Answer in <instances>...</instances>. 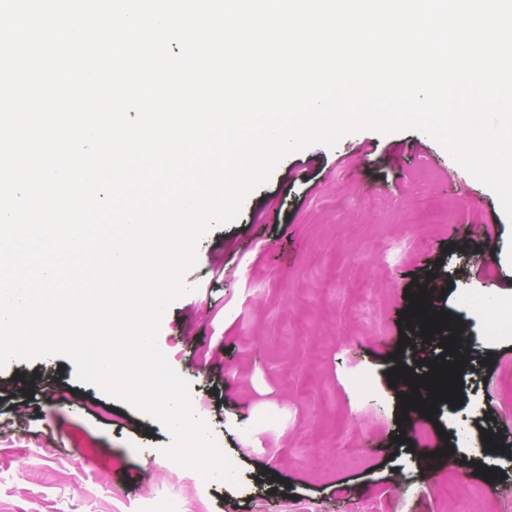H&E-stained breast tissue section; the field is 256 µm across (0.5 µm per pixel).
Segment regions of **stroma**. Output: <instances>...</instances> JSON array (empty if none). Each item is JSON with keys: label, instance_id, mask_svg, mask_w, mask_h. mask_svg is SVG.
Instances as JSON below:
<instances>
[{"label": "stroma", "instance_id": "1", "mask_svg": "<svg viewBox=\"0 0 512 512\" xmlns=\"http://www.w3.org/2000/svg\"><path fill=\"white\" fill-rule=\"evenodd\" d=\"M417 145L413 162L400 154ZM266 243L293 240L266 260L242 258V280L214 276L253 224ZM471 227L467 245L449 236ZM186 294L166 309L156 343L188 383L192 411L238 470L237 484L206 479L170 459V431L94 384L79 382L62 355L10 360L0 368V512H481L470 488L512 482V449L487 450L484 433L512 426V337L491 335L468 296L512 301V220L490 186L429 135L362 130L332 147L282 157L231 222L206 230ZM432 280L437 309L474 342L461 396L424 420L431 447L453 446L459 471L425 480L419 451L399 439L400 386L388 374L440 358L399 349L389 317L412 283ZM216 292H209L210 281ZM222 301L210 313V300ZM237 345L225 360L219 338ZM210 348L229 379L198 367ZM31 388L38 421L11 413L14 382ZM155 468H148V461Z\"/></svg>", "mask_w": 512, "mask_h": 512}]
</instances>
